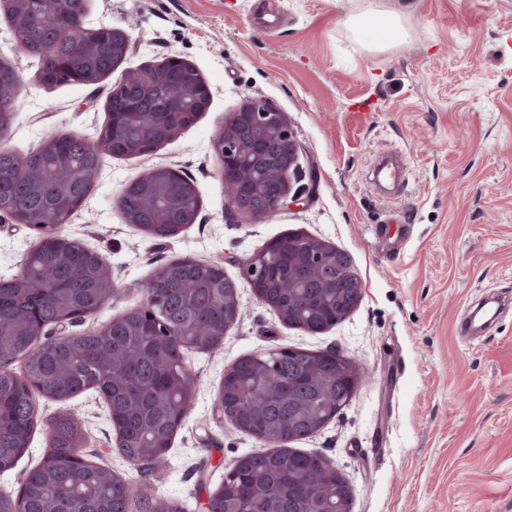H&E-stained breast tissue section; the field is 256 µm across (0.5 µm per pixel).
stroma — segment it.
Returning a JSON list of instances; mask_svg holds the SVG:
<instances>
[{"instance_id": "obj_1", "label": "stroma", "mask_w": 512, "mask_h": 512, "mask_svg": "<svg viewBox=\"0 0 512 512\" xmlns=\"http://www.w3.org/2000/svg\"><path fill=\"white\" fill-rule=\"evenodd\" d=\"M394 0H88L89 26L124 28L125 61L99 86L52 89L37 58L16 51L0 12V54L22 82L0 150L23 155L46 136L94 138L112 82L178 56L209 86L208 112L150 155L105 158L63 234L105 254L116 290L81 330L138 307L160 264L190 257L239 278L242 261L286 232L346 251L363 282L336 326L311 334L240 286L241 316L216 349L189 350L195 405L167 459L143 476L117 453L92 391L39 400L75 412L89 459L153 496L206 512L211 492L260 441L219 410L224 367L277 347L338 349L362 373L335 419L299 449L348 480L351 512H512V0H418L411 38L371 52L347 18ZM248 97L286 112L314 177L308 199L269 219L234 215L213 144ZM168 166L200 192L199 221L168 241L125 223L117 199ZM38 234L0 223V278L18 274Z\"/></svg>"}]
</instances>
